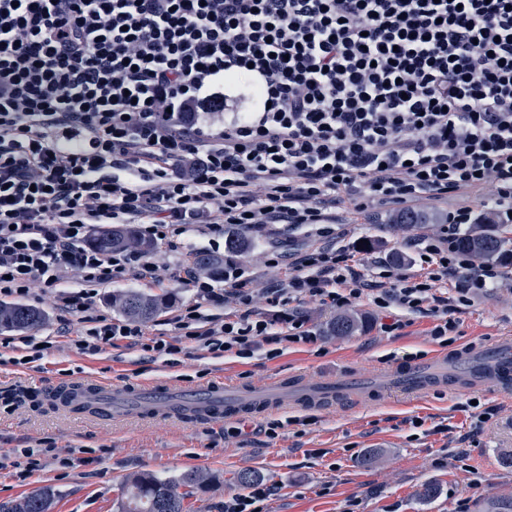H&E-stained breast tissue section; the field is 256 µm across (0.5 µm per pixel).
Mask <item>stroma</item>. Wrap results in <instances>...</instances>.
Wrapping results in <instances>:
<instances>
[{
	"label": "stroma",
	"mask_w": 512,
	"mask_h": 512,
	"mask_svg": "<svg viewBox=\"0 0 512 512\" xmlns=\"http://www.w3.org/2000/svg\"><path fill=\"white\" fill-rule=\"evenodd\" d=\"M343 245L361 246L364 258L401 257L404 267L417 263L413 239L436 235L437 224H392L387 215L371 216L345 205ZM252 246L232 254L238 269L255 287L269 288L283 277L271 261L284 246L280 236L251 234ZM208 251V238L190 232L154 252L156 281H117L99 290L96 313L112 316L113 293L129 288L173 297L175 305L193 303V292L179 279L192 264L188 248ZM498 286L478 295L458 313L448 345L433 340V320L407 316L405 328L389 335L379 329L383 310L369 299L350 308L363 319L351 336H332L327 326L336 310L302 304L313 342L294 343L273 359L218 357L187 345L175 362L150 360L136 346L120 343L85 354L76 335H57L52 300L33 291L26 303L41 309L47 321L38 335L55 343L44 359L15 366L0 361V503L22 499L34 490L55 492L51 512H117L127 478L149 472L174 479L197 470L206 487L190 500L194 512H224V501L241 493L238 472H258L274 493L263 512H486L493 499L512 498V396L490 388L461 389L459 360H484L502 341L512 338V266H504ZM449 358L444 386L429 394H410L394 381L415 357ZM295 376L311 384L375 376V399L361 404L349 397L329 406L289 409L240 422L217 413L197 422L171 414L143 415L116 407L111 417L87 418L55 401L57 388L97 378L138 393L147 383L161 382L174 397L187 389L202 390L220 380L227 385L259 386L272 375ZM489 420H481L486 409ZM240 434H233V427ZM275 437H268V427ZM41 451L43 467L19 479L16 464L24 449ZM371 466H363L365 456ZM433 483L438 494L429 501L418 493Z\"/></svg>",
	"instance_id": "stroma-1"
}]
</instances>
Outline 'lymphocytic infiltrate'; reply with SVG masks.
<instances>
[{"mask_svg":"<svg viewBox=\"0 0 512 512\" xmlns=\"http://www.w3.org/2000/svg\"><path fill=\"white\" fill-rule=\"evenodd\" d=\"M454 195L418 273L370 279L330 240L336 205ZM512 223V0H0V303L55 294L61 322L98 286L155 279L150 255L104 253L102 224L152 240L320 225L324 245L254 305L250 278L190 273L173 340L94 317L78 341L153 353L191 341L252 357L312 341L291 302L383 310L455 332L459 306L503 280L456 245L462 225ZM78 278L62 290L67 273ZM234 303L224 317L214 307Z\"/></svg>","mask_w":512,"mask_h":512,"instance_id":"f902f5d3","label":"lymphocytic infiltrate"}]
</instances>
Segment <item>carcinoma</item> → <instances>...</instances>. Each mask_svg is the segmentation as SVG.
<instances>
[{
    "mask_svg": "<svg viewBox=\"0 0 512 512\" xmlns=\"http://www.w3.org/2000/svg\"><path fill=\"white\" fill-rule=\"evenodd\" d=\"M439 217L420 212L403 211L393 218L395 224H436ZM93 245L103 251L125 248L150 253L153 244L142 237L131 224L105 227L92 238ZM459 247L481 259H496L512 264V252L503 249V240L487 225L480 233H464L458 237ZM249 247V238L240 231L225 240V249L238 253ZM195 264L210 271L217 277L224 276V260L206 253L194 254ZM168 305V300L148 296L137 291H125L112 295V306L125 317L145 321ZM45 321L42 312L23 304H0V332L27 331L40 327ZM359 327L358 321L350 316L335 318L329 325L333 336H349ZM207 478L198 471H187L174 480H163L151 474H137L126 483L119 503V512H192L185 500L201 488ZM54 492L42 488L15 503H0V512H50Z\"/></svg>",
    "mask_w": 512,
    "mask_h": 512,
    "instance_id": "obj_1",
    "label": "carcinoma"
}]
</instances>
